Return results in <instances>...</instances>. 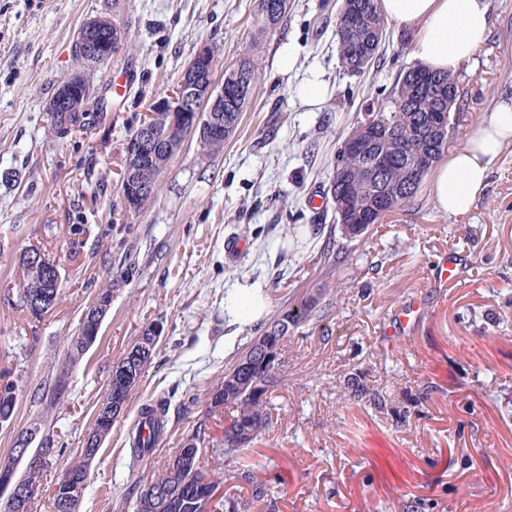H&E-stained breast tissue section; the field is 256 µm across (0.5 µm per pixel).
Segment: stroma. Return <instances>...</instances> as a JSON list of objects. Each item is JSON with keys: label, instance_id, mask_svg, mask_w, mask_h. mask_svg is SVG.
<instances>
[{"label": "stroma", "instance_id": "obj_1", "mask_svg": "<svg viewBox=\"0 0 512 512\" xmlns=\"http://www.w3.org/2000/svg\"><path fill=\"white\" fill-rule=\"evenodd\" d=\"M259 0H0V372L17 386L16 412L0 424V458L15 433L80 453L109 388L113 365L151 323L163 327L138 393L94 459L78 512H133L134 489L154 477L198 425L219 441L224 417L207 414L208 392L246 349L252 321L237 301L261 285L262 318L326 284L320 254L336 214L324 193L343 140L370 99L388 96L415 66L403 29L360 75L341 68L340 0H288L272 28ZM490 35L456 73L465 93L449 150L464 145L498 101L512 97V0H487ZM129 26L126 49L96 80L106 116L59 139L47 110L78 69L76 34L91 16ZM219 50L216 81L243 57L258 63L242 121L222 151L185 141L159 181L158 197L125 212V143L149 99L168 94L196 50ZM288 68H280V55ZM318 81L320 104L303 86ZM82 225L73 234L72 225ZM240 239L228 262L224 240ZM40 246L60 266L57 305L42 318L19 303L20 255ZM337 270L333 308L291 328L273 426L225 468L224 497L252 512H512V146L490 167L471 210L436 207L431 183L356 241ZM459 254L460 281L429 285L440 253ZM133 254L137 273L112 272ZM112 305L95 344L54 401L56 375L87 307L103 287ZM424 298L405 335L381 328L413 296ZM369 392L359 396L354 381ZM162 406L167 432L133 458L129 434L142 405ZM253 467L254 481L238 476Z\"/></svg>", "mask_w": 512, "mask_h": 512}]
</instances>
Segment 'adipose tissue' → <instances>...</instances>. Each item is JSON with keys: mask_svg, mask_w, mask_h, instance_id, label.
<instances>
[{"mask_svg": "<svg viewBox=\"0 0 512 512\" xmlns=\"http://www.w3.org/2000/svg\"><path fill=\"white\" fill-rule=\"evenodd\" d=\"M379 6L386 19L415 28L414 54L435 71L455 72L489 33L485 0H379ZM511 145L512 101L504 99L437 168V207L451 216L469 212L492 162Z\"/></svg>", "mask_w": 512, "mask_h": 512, "instance_id": "obj_1", "label": "adipose tissue"}]
</instances>
